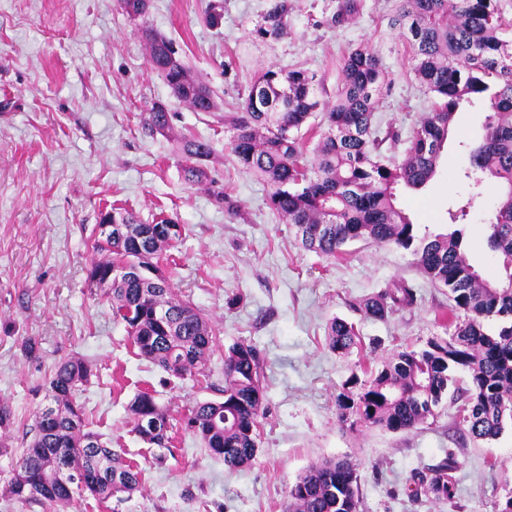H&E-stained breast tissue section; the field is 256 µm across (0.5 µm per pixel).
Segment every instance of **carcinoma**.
Returning a JSON list of instances; mask_svg holds the SVG:
<instances>
[{"mask_svg":"<svg viewBox=\"0 0 512 512\" xmlns=\"http://www.w3.org/2000/svg\"><path fill=\"white\" fill-rule=\"evenodd\" d=\"M120 7L131 18H143L148 2L120 0ZM289 10L288 0H275L259 34L278 38L286 33ZM388 24L411 45L415 76L436 97L408 139L401 163L381 160L382 145L399 134L389 129L380 136L374 129L388 73L380 56L366 47L345 56L330 103L319 98L321 83L313 73L275 66L262 71L241 93L240 111L224 114L231 132L228 148L239 166L268 186L267 204L291 224L304 248L334 258L358 240L409 250L421 272L448 289L451 313L464 316L449 336L433 337L420 350L397 352L367 381L350 380L336 396L340 419L352 427L413 430L435 415L455 386L456 374L465 372L467 432L476 441L491 440L512 424V40L501 38L512 22L502 16L499 0H394ZM145 37L151 65L175 98L191 108L201 100L213 101V91L191 75L171 41L148 29ZM474 101L488 102L491 112L469 152L466 173L476 188L496 199L484 238L497 262L491 278L471 262L465 208L449 213L447 232L421 237L399 195L422 190L435 177L458 110ZM318 112L324 128L309 166L303 163L301 131ZM143 128L151 134L171 129V113L163 102L147 108ZM212 152L207 140L185 139L184 180L203 187L236 215L240 206L207 169ZM112 223L124 231L112 238L98 232L95 248L101 258L89 269L91 287L112 304L114 318L124 324L140 356L171 376L196 379L214 352V329L177 296L166 277L152 286L134 272L137 266H156L182 239L184 226L171 217L143 224L124 208L112 209ZM416 303L414 288L396 283L364 299L360 309L365 317L382 320ZM490 319L501 320L494 335L485 330ZM327 340L338 353L359 342L355 325L336 317L327 327ZM92 376L93 366L78 356L54 367L47 382L49 403L9 479L0 485L1 497L58 512L86 494L121 503L139 492L141 472L88 429L77 395ZM221 394L195 403L185 429L225 469L236 471L257 455L264 412L253 346L237 343L224 353ZM128 412L140 440L168 447L172 416L154 394L135 395ZM456 470L450 457L414 472L411 496L454 500ZM361 504L356 465L348 459L328 460L311 466L290 487L285 512H360Z\"/></svg>","mask_w":512,"mask_h":512,"instance_id":"cac0c4a2","label":"carcinoma"}]
</instances>
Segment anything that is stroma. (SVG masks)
Listing matches in <instances>:
<instances>
[{
    "instance_id": "35a3bbf8",
    "label": "stroma",
    "mask_w": 512,
    "mask_h": 512,
    "mask_svg": "<svg viewBox=\"0 0 512 512\" xmlns=\"http://www.w3.org/2000/svg\"><path fill=\"white\" fill-rule=\"evenodd\" d=\"M275 0H149L144 19L119 0H0V403L11 424L0 432V477L8 476L44 407L55 364L79 356L96 371L80 395L91 429L141 470V491L122 506L85 500L80 512H284L287 492L307 468L330 458L357 467L362 512H492L512 494V426L474 443L451 394L434 417L409 432L349 427L336 396L351 377L365 378L397 351L444 335L454 318L447 289L426 278L410 251L366 241L339 257L304 249L290 224L266 204L268 188L238 167L227 149L224 115L263 69L316 73L334 95L341 63L358 46L381 57L391 77L375 112L380 130L400 134L384 157L401 162L406 140L434 99L413 70V50L387 17L392 0H359L357 14L335 27L342 0H288V32L264 38L257 29ZM218 26L205 16L211 4ZM174 40L192 74L216 93L214 114L176 99L152 69L143 31ZM163 101L172 129L141 128L147 105ZM488 105H462L456 133L425 189L402 203L419 232L442 233L448 210L468 206L473 264L495 268L484 247L493 197L465 178L463 139L478 138ZM210 141L213 178L241 207L229 215L209 193L186 183L180 139ZM124 207L145 223L163 215L185 227L161 266L177 295L209 319L216 351L204 375L179 380L136 355L107 298L91 293L87 271L97 254L94 230L104 213ZM406 282L417 304L383 320L365 318L359 303ZM356 325L362 345L348 354L326 344L327 324ZM38 351L28 356L26 341ZM236 343L260 356L265 414L256 459L225 470L181 419L195 402L216 399L224 353ZM149 390L175 422L169 448L140 441L127 405ZM459 463L454 501L409 496L413 471Z\"/></svg>"
}]
</instances>
